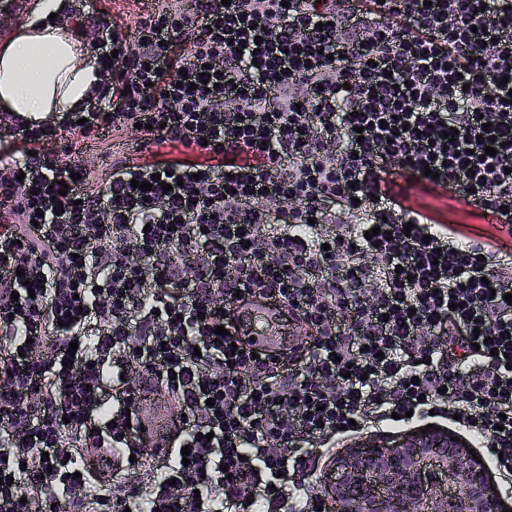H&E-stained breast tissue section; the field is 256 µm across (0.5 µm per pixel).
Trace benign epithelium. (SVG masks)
<instances>
[{
    "label": "benign epithelium",
    "mask_w": 512,
    "mask_h": 512,
    "mask_svg": "<svg viewBox=\"0 0 512 512\" xmlns=\"http://www.w3.org/2000/svg\"><path fill=\"white\" fill-rule=\"evenodd\" d=\"M450 437L432 428L336 455L325 484L330 512H503L486 463Z\"/></svg>",
    "instance_id": "benign-epithelium-1"
}]
</instances>
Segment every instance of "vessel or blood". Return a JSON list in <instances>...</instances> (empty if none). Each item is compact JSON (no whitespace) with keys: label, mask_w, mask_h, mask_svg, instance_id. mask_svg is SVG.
<instances>
[{"label":"vessel or blood","mask_w":512,"mask_h":512,"mask_svg":"<svg viewBox=\"0 0 512 512\" xmlns=\"http://www.w3.org/2000/svg\"><path fill=\"white\" fill-rule=\"evenodd\" d=\"M288 308L277 298L253 295L234 307L231 318L237 336L252 350L281 357L305 352L309 338L300 321H288Z\"/></svg>","instance_id":"vessel-or-blood-1"}]
</instances>
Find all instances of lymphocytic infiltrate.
I'll use <instances>...</instances> for the list:
<instances>
[{
  "instance_id": "lymphocytic-infiltrate-1",
  "label": "lymphocytic infiltrate",
  "mask_w": 512,
  "mask_h": 512,
  "mask_svg": "<svg viewBox=\"0 0 512 512\" xmlns=\"http://www.w3.org/2000/svg\"><path fill=\"white\" fill-rule=\"evenodd\" d=\"M92 51L83 108L0 114L31 148L0 162V512H316L308 459L409 412L511 477L512 256L403 187L512 235V0H189ZM65 130L198 158L94 180ZM239 294L293 304L308 351L215 334ZM149 391L173 427L147 450ZM146 466L162 481H129ZM407 203L418 210L447 221V224H458L463 234L475 241L494 239L497 245L510 242L512 238L506 231H499L497 215L487 213L482 223L480 216L471 208L448 196V193L432 190L426 182L415 183L407 190ZM449 222V223H448Z\"/></svg>"
}]
</instances>
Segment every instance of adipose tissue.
<instances>
[{
    "instance_id": "1",
    "label": "adipose tissue",
    "mask_w": 512,
    "mask_h": 512,
    "mask_svg": "<svg viewBox=\"0 0 512 512\" xmlns=\"http://www.w3.org/2000/svg\"><path fill=\"white\" fill-rule=\"evenodd\" d=\"M63 7L64 0H40L39 21L22 25L0 45V106L29 120L74 111L100 81L72 28L50 22Z\"/></svg>"
}]
</instances>
